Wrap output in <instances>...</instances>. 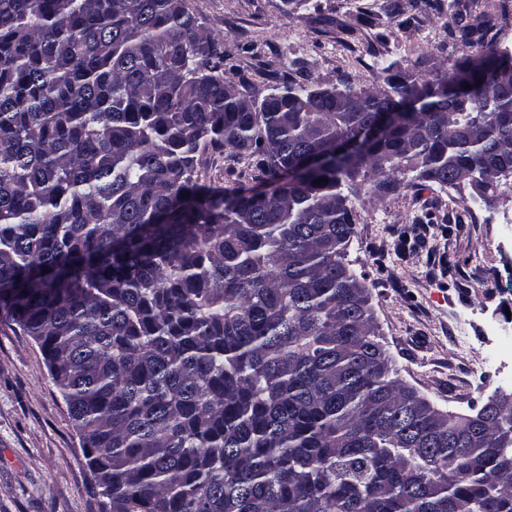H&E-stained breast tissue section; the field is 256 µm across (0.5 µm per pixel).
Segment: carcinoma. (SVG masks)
I'll list each match as a JSON object with an SVG mask.
<instances>
[{
  "instance_id": "carcinoma-1",
  "label": "carcinoma",
  "mask_w": 512,
  "mask_h": 512,
  "mask_svg": "<svg viewBox=\"0 0 512 512\" xmlns=\"http://www.w3.org/2000/svg\"><path fill=\"white\" fill-rule=\"evenodd\" d=\"M444 27L470 48L444 70L285 72L258 102L183 0H0V318L38 343L105 512H512V402L478 425L405 385L345 262L348 181L512 187V87L483 67L512 46ZM461 74L466 100L364 138ZM210 148L265 178L209 189ZM429 93L419 92L408 97L405 102L394 108L380 112L373 125L369 130V136L373 138L380 137L383 131L393 122L399 115L404 116L409 112H421L427 108L426 101L429 99Z\"/></svg>"
}]
</instances>
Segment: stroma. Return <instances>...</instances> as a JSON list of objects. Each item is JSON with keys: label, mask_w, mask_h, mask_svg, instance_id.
I'll list each match as a JSON object with an SVG mask.
<instances>
[{"label": "stroma", "mask_w": 512, "mask_h": 512, "mask_svg": "<svg viewBox=\"0 0 512 512\" xmlns=\"http://www.w3.org/2000/svg\"><path fill=\"white\" fill-rule=\"evenodd\" d=\"M234 57L229 81L262 99L270 79L335 83L343 71L372 85L377 57L411 70L420 53L435 68L468 50L449 41L448 14L488 17L512 42V0H441L434 16L401 0L408 23L385 14V0H184ZM338 24L318 25L320 13ZM254 43L251 53L241 52ZM200 175L216 186L258 185L253 161L207 150ZM355 212L345 259L372 295L379 339L399 378L441 410L467 414L496 390H512V188L487 206L470 191L438 186L374 195L353 183ZM435 223H426V216ZM0 512H103L82 456V438L39 345L0 322Z\"/></svg>", "instance_id": "35a3bbf8"}]
</instances>
